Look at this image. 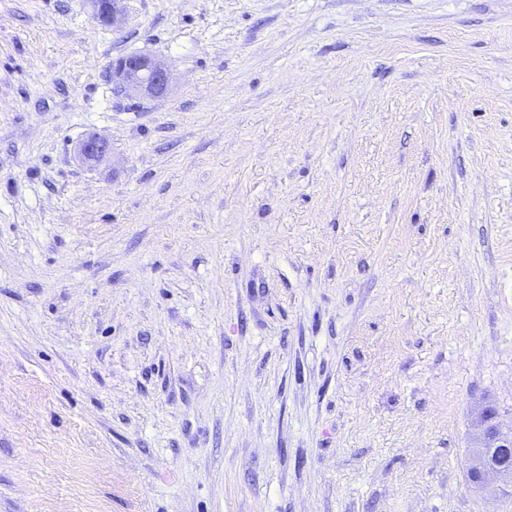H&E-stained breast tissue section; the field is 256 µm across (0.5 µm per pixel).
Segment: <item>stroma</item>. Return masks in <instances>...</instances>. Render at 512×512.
Instances as JSON below:
<instances>
[{
	"mask_svg": "<svg viewBox=\"0 0 512 512\" xmlns=\"http://www.w3.org/2000/svg\"><path fill=\"white\" fill-rule=\"evenodd\" d=\"M123 7L0 0V512H512V0ZM124 0H89L93 6V19L102 26L112 27V30L122 28L124 23ZM112 81L118 94L135 98H156L166 93L170 73L165 63L148 54L118 58L112 64ZM109 152V142L97 134L88 135L79 145L81 157L89 163L100 162ZM471 430V447L476 448L468 459L472 488L483 493L506 486L512 493V424L506 427L498 410L485 404L473 412Z\"/></svg>",
	"mask_w": 512,
	"mask_h": 512,
	"instance_id": "1",
	"label": "stroma"
}]
</instances>
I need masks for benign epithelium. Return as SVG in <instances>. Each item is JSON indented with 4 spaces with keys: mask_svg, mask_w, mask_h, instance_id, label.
I'll return each mask as SVG.
<instances>
[{
    "mask_svg": "<svg viewBox=\"0 0 512 512\" xmlns=\"http://www.w3.org/2000/svg\"><path fill=\"white\" fill-rule=\"evenodd\" d=\"M93 19L114 30L124 23L123 0H89ZM112 81L118 94L135 98H156L166 93L170 73L165 63L148 54H133L118 58L112 64ZM110 152L109 142L90 134L79 145L83 160L95 163ZM471 441L475 451L469 455L468 478L476 491L493 488L512 489V426L503 424L498 410L480 405L471 418Z\"/></svg>",
    "mask_w": 512,
    "mask_h": 512,
    "instance_id": "7a95c632",
    "label": "benign epithelium"
}]
</instances>
